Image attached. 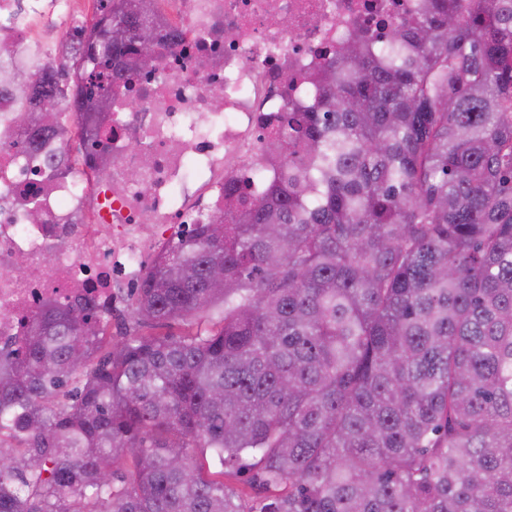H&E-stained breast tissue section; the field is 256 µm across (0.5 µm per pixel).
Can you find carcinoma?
Returning a JSON list of instances; mask_svg holds the SVG:
<instances>
[{
	"label": "carcinoma",
	"mask_w": 512,
	"mask_h": 512,
	"mask_svg": "<svg viewBox=\"0 0 512 512\" xmlns=\"http://www.w3.org/2000/svg\"><path fill=\"white\" fill-rule=\"evenodd\" d=\"M97 2L87 47L0 67L60 174L142 72L141 0ZM313 83L275 174L158 253L137 332L47 301L0 351V512H245L246 459L258 512H512V0H422ZM251 473L244 471H237V468L228 467L224 468V483L232 487L237 491H241L244 494V500L246 508L256 507L257 503L262 499L263 496L268 495V492L256 494L254 484H248V479Z\"/></svg>",
	"instance_id": "1"
}]
</instances>
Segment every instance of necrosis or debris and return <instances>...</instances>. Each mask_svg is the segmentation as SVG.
I'll use <instances>...</instances> for the list:
<instances>
[{"mask_svg": "<svg viewBox=\"0 0 512 512\" xmlns=\"http://www.w3.org/2000/svg\"><path fill=\"white\" fill-rule=\"evenodd\" d=\"M411 2L147 0L166 35L156 68L125 79L118 123L62 177L46 164L56 144L20 152L19 131L0 113V346L46 300L122 306L167 232L218 206L229 178H256L264 117L312 96L306 74L354 27L377 30ZM134 140L141 150L129 149ZM31 199L42 222L25 217ZM17 266L25 277L13 275Z\"/></svg>", "mask_w": 512, "mask_h": 512, "instance_id": "4bbe7bcc", "label": "necrosis or debris"}]
</instances>
